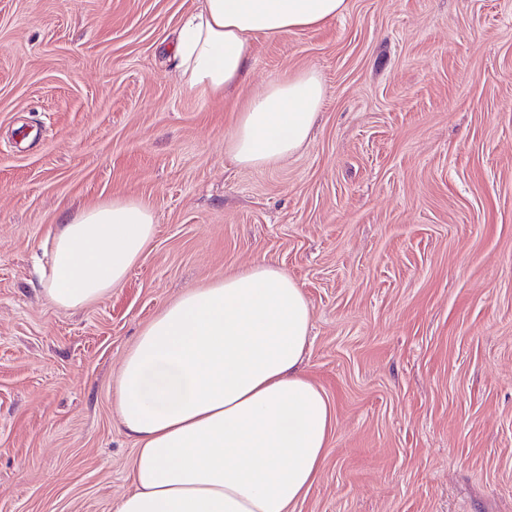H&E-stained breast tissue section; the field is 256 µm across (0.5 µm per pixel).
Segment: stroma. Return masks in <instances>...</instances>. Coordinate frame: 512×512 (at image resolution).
Here are the masks:
<instances>
[{
  "label": "stroma",
  "mask_w": 512,
  "mask_h": 512,
  "mask_svg": "<svg viewBox=\"0 0 512 512\" xmlns=\"http://www.w3.org/2000/svg\"><path fill=\"white\" fill-rule=\"evenodd\" d=\"M199 0H0V512H114L136 442L120 367L166 305L265 262L312 309L336 423L296 512H512V0H347L258 38L205 96L165 53ZM315 69L309 141L226 151L276 74ZM150 204L125 281L79 310L35 271L62 216Z\"/></svg>",
  "instance_id": "stroma-1"
}]
</instances>
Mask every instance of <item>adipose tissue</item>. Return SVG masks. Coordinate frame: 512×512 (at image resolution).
<instances>
[{"mask_svg": "<svg viewBox=\"0 0 512 512\" xmlns=\"http://www.w3.org/2000/svg\"><path fill=\"white\" fill-rule=\"evenodd\" d=\"M346 0H203L172 46L185 85L222 96L240 84L257 38L341 15ZM324 98L313 70L253 92L227 150L266 169L306 144ZM156 231L153 208L115 199L58 224L45 294L80 309L126 279ZM312 320L300 286L258 263L190 290L143 329L119 373L117 409L139 443L134 489L115 512H294L314 485L334 425L301 370Z\"/></svg>", "mask_w": 512, "mask_h": 512, "instance_id": "ef3b65f1", "label": "adipose tissue"}]
</instances>
